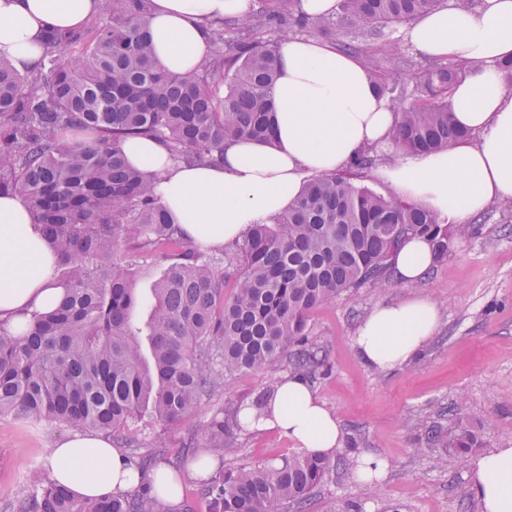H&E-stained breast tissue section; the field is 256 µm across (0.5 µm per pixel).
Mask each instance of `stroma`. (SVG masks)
<instances>
[{"label": "stroma", "instance_id": "1", "mask_svg": "<svg viewBox=\"0 0 512 512\" xmlns=\"http://www.w3.org/2000/svg\"><path fill=\"white\" fill-rule=\"evenodd\" d=\"M327 42L357 45L358 59L375 75L403 66L411 76L405 88L410 99L417 77L432 64L405 40L399 24L378 36L340 30ZM476 226L477 233L436 260L416 288L350 289L313 313L314 339L331 366L330 376L313 388L338 417L344 438L384 458L387 467L372 488L358 480L356 461L348 459L319 488L309 512H353L357 505L362 512H389L394 504L400 512H480L468 489V461L446 456L441 448L417 452L424 422L444 426L450 413L465 410L483 450L512 447V213L490 206ZM415 292L439 305L435 336L411 363L373 370L353 347L359 325L376 305ZM275 381L271 373L240 376L176 430L144 419L134 430L142 443L139 456L185 466L181 442L201 433L213 410L228 399L251 403ZM69 432L62 425L0 419V512L27 493L29 470L47 471L49 448ZM290 447L278 432L254 433L239 436L230 457L267 462Z\"/></svg>", "mask_w": 512, "mask_h": 512}]
</instances>
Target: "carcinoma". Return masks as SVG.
<instances>
[{
	"instance_id": "carcinoma-1",
	"label": "carcinoma",
	"mask_w": 512,
	"mask_h": 512,
	"mask_svg": "<svg viewBox=\"0 0 512 512\" xmlns=\"http://www.w3.org/2000/svg\"><path fill=\"white\" fill-rule=\"evenodd\" d=\"M441 0H337L311 19L301 0H258L227 28L209 24L213 51L202 69L175 77L147 37L151 0H103L101 20L79 31L49 30L40 67L27 74L0 57V195L20 198L65 270V297L24 334L0 323V417L97 430L119 448H137L131 426L145 417L177 428L202 402L250 372L288 369L312 382L329 373L312 338L311 317L350 288L395 285L390 257L409 236L429 239L441 259L469 235L433 211L377 194L354 180L373 150L349 167L315 176L269 224H252L222 250V262L187 241L155 193L156 178L123 150L149 137L187 164L213 162L224 142H273L277 57L294 29L381 32L409 24ZM460 69L432 67L419 96L391 102L400 114L394 147L409 155L440 151L469 137L457 128L448 93ZM397 68L381 80L399 89ZM91 130L90 142L61 132ZM168 261L140 326L137 260ZM245 404L229 402L204 424V447L224 457L245 431ZM427 445L460 459L480 446L462 422L429 427ZM302 450L278 463L230 460L207 474L208 512H306L315 491L347 459ZM31 490L13 512H169L148 482L125 496L79 499L32 470Z\"/></svg>"
}]
</instances>
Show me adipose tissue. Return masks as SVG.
<instances>
[{
	"instance_id": "adipose-tissue-1",
	"label": "adipose tissue",
	"mask_w": 512,
	"mask_h": 512,
	"mask_svg": "<svg viewBox=\"0 0 512 512\" xmlns=\"http://www.w3.org/2000/svg\"><path fill=\"white\" fill-rule=\"evenodd\" d=\"M251 0H152L150 38L163 69L193 73L208 57L207 28L224 17H244ZM100 0H0V56L20 72L35 69L50 29L82 27ZM407 41L431 57L462 67L448 104L469 139L380 166L377 176L394 194L423 205L452 224L468 223L491 204L512 201V92L501 64L512 58V0L480 7L448 6L422 13L405 29ZM270 145L229 141L222 161L206 166L174 162L155 140L124 144L129 162L159 174L155 191L189 240L219 250L267 222L295 199L307 175L344 169L365 147H391L398 114L377 79L356 58L312 37L283 41ZM435 257L428 241L411 237L393 255L394 275L406 286L424 279ZM56 257L28 207L0 197V322L15 334L35 314L51 310L64 290L54 277ZM437 305L414 296L377 305L354 338L359 357L387 370L416 358L435 334ZM249 430L275 431L308 453L331 456L343 447L340 422L305 381L284 376L270 415L247 411ZM50 479L79 498H102L140 482L126 457L94 430H75L49 450ZM469 492L480 512H512V448L472 459Z\"/></svg>"
}]
</instances>
